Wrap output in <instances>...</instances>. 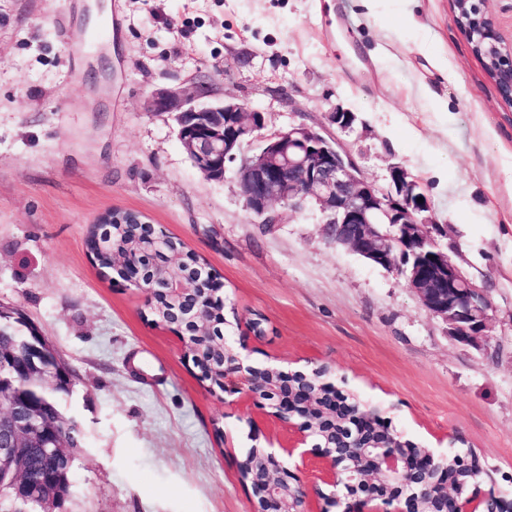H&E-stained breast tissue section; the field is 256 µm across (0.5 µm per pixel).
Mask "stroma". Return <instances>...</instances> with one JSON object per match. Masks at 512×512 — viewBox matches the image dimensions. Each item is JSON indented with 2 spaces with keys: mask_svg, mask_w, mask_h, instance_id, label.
<instances>
[{
  "mask_svg": "<svg viewBox=\"0 0 512 512\" xmlns=\"http://www.w3.org/2000/svg\"><path fill=\"white\" fill-rule=\"evenodd\" d=\"M91 0H0V305L21 309L75 372L63 403L84 427L69 512H256L239 464L287 438L253 401L215 395L145 295L85 241L131 210L204 259L226 330L259 321L249 361L329 379L385 409L392 428L448 453L454 434L512 480V109L458 28L450 0H109V77L70 36L95 35ZM307 124L364 176L417 178L441 243L485 288L488 346L449 336L404 281L327 238L317 208L247 210L234 171L206 180L166 114L165 88ZM354 113L337 130L335 110Z\"/></svg>",
  "mask_w": 512,
  "mask_h": 512,
  "instance_id": "35a3bbf8",
  "label": "stroma"
}]
</instances>
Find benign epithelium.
Wrapping results in <instances>:
<instances>
[{
  "label": "benign epithelium",
  "instance_id": "obj_1",
  "mask_svg": "<svg viewBox=\"0 0 512 512\" xmlns=\"http://www.w3.org/2000/svg\"><path fill=\"white\" fill-rule=\"evenodd\" d=\"M459 2L471 4L495 39L501 65L493 81L511 106L512 42L503 41L486 0ZM146 109L175 114L179 139L207 179L222 181L227 166L237 164L240 195L259 223H278L277 205H317L329 238L402 278L421 305L448 325V335L468 344L490 341L491 300L438 244L440 227L429 199L405 167L392 166L390 187L381 189L365 178L337 140L305 124L263 135L261 112L234 100L209 102L200 85L192 91L159 90ZM419 197L424 202H417ZM137 218L153 242L151 255L169 257L186 268L185 274L177 279L148 277L146 254L121 257L112 266L124 271L126 281L144 292L150 304L159 295L171 300L192 295L194 301L176 324L185 354L208 372L202 380L224 393L252 397L288 426V443L253 450L245 461L261 512H312L305 508L309 497L323 501L317 512H351L338 487L348 497L361 492L380 500L369 512H512V488L499 486L480 459L462 462L473 477L467 492L444 463L446 455L413 447L384 422L382 409L358 395H350L351 403L343 400L327 381L330 369L324 365L288 373L272 365L254 367L229 336L221 337L213 348L214 360L203 365L196 336L188 334L186 326L207 324L214 317L216 297L210 285L215 279L206 266H189L187 254L170 237L142 215ZM52 353L41 334L28 343L25 356L0 347V359L8 357L17 373L49 383L44 364ZM280 452L303 463L318 458L322 485L335 491L327 494L321 485L305 488L282 465ZM66 454L67 443L56 423L37 421L32 410L18 407L12 388L0 383V512H17L23 502L39 504L41 512H58L55 493L61 477L44 469L42 460ZM483 482L488 489L480 494Z\"/></svg>",
  "mask_w": 512,
  "mask_h": 512
}]
</instances>
